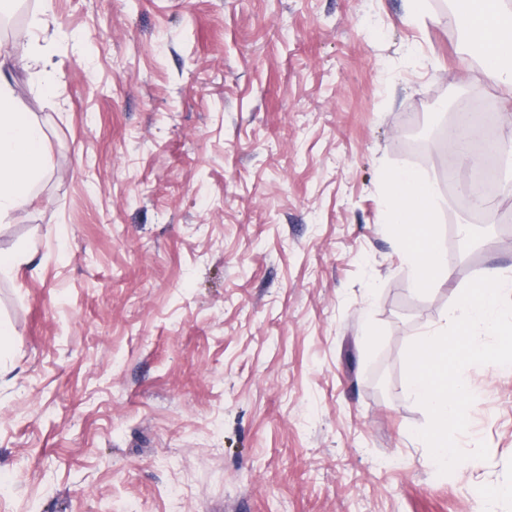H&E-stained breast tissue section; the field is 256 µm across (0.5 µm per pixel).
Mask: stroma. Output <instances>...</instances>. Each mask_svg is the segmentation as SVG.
I'll list each match as a JSON object with an SVG mask.
<instances>
[{"label":"stroma","mask_w":512,"mask_h":512,"mask_svg":"<svg viewBox=\"0 0 512 512\" xmlns=\"http://www.w3.org/2000/svg\"><path fill=\"white\" fill-rule=\"evenodd\" d=\"M448 0H22L12 58L51 172L0 223V512H478L512 483V371L471 365L439 474L405 355L512 268L449 181L457 106L512 139ZM439 198L412 290L392 180Z\"/></svg>","instance_id":"35a3bbf8"}]
</instances>
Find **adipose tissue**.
<instances>
[{"label": "adipose tissue", "instance_id": "1", "mask_svg": "<svg viewBox=\"0 0 512 512\" xmlns=\"http://www.w3.org/2000/svg\"><path fill=\"white\" fill-rule=\"evenodd\" d=\"M483 67L497 83L512 87V10L504 0H475L474 7L455 9ZM51 170L48 133L21 107L10 81L0 75V223L33 197L36 184ZM438 194L436 183L412 171L393 183L395 203L385 222L400 239L412 271L411 286L423 290L447 269V258L426 232L429 210Z\"/></svg>", "mask_w": 512, "mask_h": 512}]
</instances>
